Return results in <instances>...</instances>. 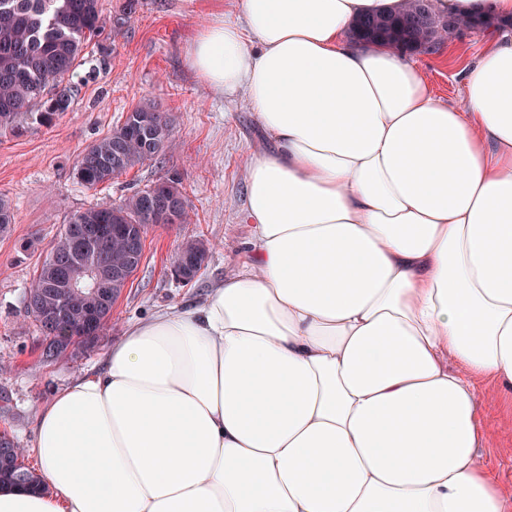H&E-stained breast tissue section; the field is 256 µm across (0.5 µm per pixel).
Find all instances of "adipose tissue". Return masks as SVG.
Returning a JSON list of instances; mask_svg holds the SVG:
<instances>
[{"instance_id":"adipose-tissue-1","label":"adipose tissue","mask_w":512,"mask_h":512,"mask_svg":"<svg viewBox=\"0 0 512 512\" xmlns=\"http://www.w3.org/2000/svg\"><path fill=\"white\" fill-rule=\"evenodd\" d=\"M401 2L237 0L188 39L272 142L246 158L250 253L37 408L45 488L0 512H512L476 461L512 398V40L488 30L442 102L350 36Z\"/></svg>"}]
</instances>
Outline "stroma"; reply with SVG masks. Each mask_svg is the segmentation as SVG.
Segmentation results:
<instances>
[{"label": "stroma", "instance_id": "obj_1", "mask_svg": "<svg viewBox=\"0 0 512 512\" xmlns=\"http://www.w3.org/2000/svg\"><path fill=\"white\" fill-rule=\"evenodd\" d=\"M235 6V0H138L131 22L106 41V68L92 71L96 50L86 49L73 77L78 92L69 112L49 128L21 136L0 133V197L14 211L10 231L0 234V433L21 447L33 445L36 408L82 372L102 367L128 322L200 301L248 256L245 159L248 153L268 149L269 141L257 127L252 108L240 96L211 90L183 55L199 26L215 12L234 14ZM455 42L454 59L438 48L412 56L434 95L451 104L460 103L464 95L459 61L479 54L485 34L461 31ZM143 104L170 118L167 150L98 188L79 184L73 174L78 157ZM172 176L181 182L189 223L149 228L143 263L114 303L111 323L94 347L44 361L42 335L24 295L62 225L75 212L105 200L119 202ZM192 239L208 242L211 252L198 276L182 285L173 281L169 262ZM482 425L492 439L480 449L478 461L511 491L512 407L486 411Z\"/></svg>", "mask_w": 512, "mask_h": 512}]
</instances>
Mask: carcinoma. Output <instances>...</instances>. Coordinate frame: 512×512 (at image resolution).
Here are the masks:
<instances>
[{
    "instance_id": "obj_1",
    "label": "carcinoma",
    "mask_w": 512,
    "mask_h": 512,
    "mask_svg": "<svg viewBox=\"0 0 512 512\" xmlns=\"http://www.w3.org/2000/svg\"><path fill=\"white\" fill-rule=\"evenodd\" d=\"M456 19L434 16L430 0H406L402 12L369 17L357 24V36L366 43L385 40L405 51L430 44L429 33L453 31ZM105 28L99 0H0V129L21 135L34 127H48L70 110L75 96L72 83L85 49L96 46L98 63L108 62L109 50L98 41ZM169 119L153 107L138 106L112 134L96 140L78 158L77 181L95 188L138 164L159 157L171 138ZM188 204L176 179H167L126 196L120 203L103 201L73 214L37 267L31 285L41 291L42 312L35 321L43 335L42 355L55 359L68 351L61 338L78 335L85 323L102 332L112 319V297L82 298L65 288V270L53 271V258L72 265L98 260L111 267L129 262L124 226L127 224H185ZM101 224L103 243L76 244L73 227ZM209 249L201 240L190 241L171 257L170 266L190 267L188 280L203 266ZM23 466L13 474L0 460V486L37 488L40 479L27 480Z\"/></svg>"
}]
</instances>
